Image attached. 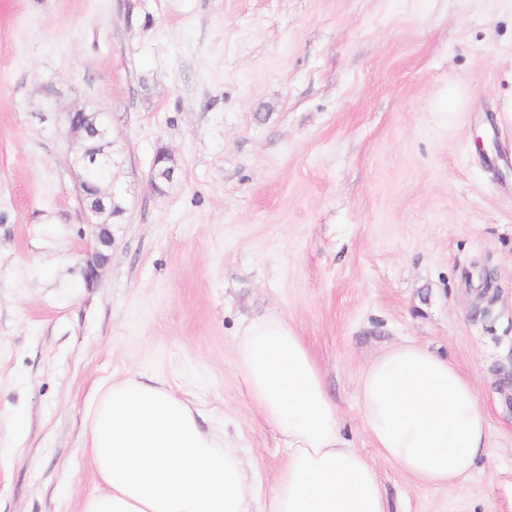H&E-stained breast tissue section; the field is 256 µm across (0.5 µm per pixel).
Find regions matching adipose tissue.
<instances>
[{"label": "adipose tissue", "instance_id": "1", "mask_svg": "<svg viewBox=\"0 0 512 512\" xmlns=\"http://www.w3.org/2000/svg\"><path fill=\"white\" fill-rule=\"evenodd\" d=\"M234 350L250 396L285 447L271 491L225 430L200 428L189 400L160 380L129 375L101 389L88 415L86 450L104 488L81 512H397L374 463L346 439L314 354L285 319L251 320ZM358 402L382 456L420 482L470 474L488 446L476 386L427 347L400 343L376 357Z\"/></svg>", "mask_w": 512, "mask_h": 512}]
</instances>
